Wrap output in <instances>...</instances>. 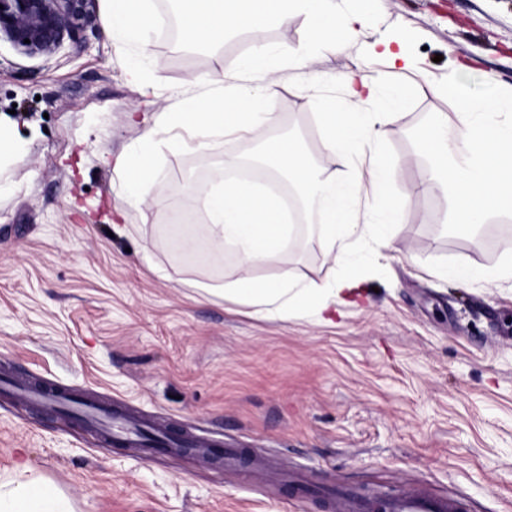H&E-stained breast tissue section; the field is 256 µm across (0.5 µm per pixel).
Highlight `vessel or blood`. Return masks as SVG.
Wrapping results in <instances>:
<instances>
[{"label":"vessel or blood","instance_id":"1","mask_svg":"<svg viewBox=\"0 0 512 512\" xmlns=\"http://www.w3.org/2000/svg\"><path fill=\"white\" fill-rule=\"evenodd\" d=\"M12 391L26 403L37 402L55 409H69L95 432L102 445L138 448L145 454L150 451L143 439L145 424L122 406L107 405L93 398L77 397L50 384H16ZM158 439L159 451L173 456L187 452L202 462L220 460L228 467L237 466L239 463L238 449L223 446L217 441H205L194 436L172 439L163 433L159 434ZM284 480L300 498L320 495L328 512H376L377 507H380L366 493L357 490L319 492L308 481L292 473L285 475ZM382 507L386 512H470V504L464 498L436 497L420 488L389 497Z\"/></svg>","mask_w":512,"mask_h":512}]
</instances>
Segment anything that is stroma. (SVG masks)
<instances>
[{
  "instance_id": "1",
  "label": "stroma",
  "mask_w": 512,
  "mask_h": 512,
  "mask_svg": "<svg viewBox=\"0 0 512 512\" xmlns=\"http://www.w3.org/2000/svg\"><path fill=\"white\" fill-rule=\"evenodd\" d=\"M370 8L369 28L347 52L313 55L310 69L280 63L277 112L315 165L342 179L354 164L328 160L317 114L342 103L336 74L356 68L381 39L401 42L429 82L455 79L486 99L512 87V0H345ZM98 0L86 43L51 59L28 58L0 40V124L25 143L0 163V374L121 403L174 434L220 438L243 456L304 472L322 486L360 484L396 495L422 483L458 495L475 512H512V281L460 286L447 269L495 266L512 256V217L457 223L439 180L421 181L431 159L418 133L457 102L417 83L376 152L392 168L388 194L405 220L385 243L353 242L358 261L328 256L305 223L279 268L324 286L356 274L363 292L335 324L304 313L256 314L201 291L240 277L233 249L206 259L182 251L197 225L167 223L171 184L197 191L201 156L160 133L154 205L128 207L106 157L129 149L170 97H199L210 77L245 73L247 37H227L202 62L177 63L161 28L144 41L112 36ZM141 69L130 82V64ZM325 79L305 88L308 70ZM126 212L118 229L108 220ZM58 486L74 512H325L289 498L265 476L168 455L101 445L79 423L0 392V481L17 465Z\"/></svg>"
}]
</instances>
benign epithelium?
I'll list each match as a JSON object with an SVG mask.
<instances>
[{
	"mask_svg": "<svg viewBox=\"0 0 512 512\" xmlns=\"http://www.w3.org/2000/svg\"><path fill=\"white\" fill-rule=\"evenodd\" d=\"M98 0H0V36L30 58H51L65 41L85 44Z\"/></svg>",
	"mask_w": 512,
	"mask_h": 512,
	"instance_id": "obj_1",
	"label": "benign epithelium"
}]
</instances>
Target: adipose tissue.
<instances>
[{"label":"adipose tissue","mask_w":512,"mask_h":512,"mask_svg":"<svg viewBox=\"0 0 512 512\" xmlns=\"http://www.w3.org/2000/svg\"><path fill=\"white\" fill-rule=\"evenodd\" d=\"M177 6L188 44L218 49L226 35L245 34L253 45L249 66L263 71L268 80L253 88L213 79L203 97L177 99L156 112L137 145L116 161L125 173L123 190L128 203L135 208L148 204L143 186L155 174L158 129L186 132L193 150L221 156L215 175L198 198L205 213V251L220 252L234 245L241 267L248 272L247 277L221 286L203 285V292L242 299L256 312L272 316L285 317L295 311L325 316L332 306L356 295L357 281L345 279L326 287L295 278L287 270L264 279L251 277V270L279 261L290 243L291 227L272 196L233 180L237 162L221 150L228 128L273 131V138L264 143L272 168L297 188L306 212L319 216L318 229L332 257L347 253L356 233L387 239L392 225L404 220L400 206H390L379 219L359 217L353 209L356 182H337L334 175L313 165L295 142L276 135L279 64L265 42L270 23L285 24L303 14L311 37L286 51L289 59L303 64L312 49L340 53L364 36L367 15L342 14L338 0H177ZM107 23L112 34L143 38L149 25L145 0H108ZM336 81L346 91L344 104H327L319 121L327 155L346 160L358 145L372 146L381 139L393 110L402 102L403 91L393 88L387 110L372 112L368 104L378 93L376 82L358 73L337 75ZM497 107L494 100L461 99L455 124L439 119L421 132L435 158V171L442 175L456 205L458 223L470 227L486 223L494 214L512 216V116L501 117ZM0 512H72V508L56 487L32 479L0 490Z\"/></svg>","instance_id":"adipose-tissue-1"}]
</instances>
